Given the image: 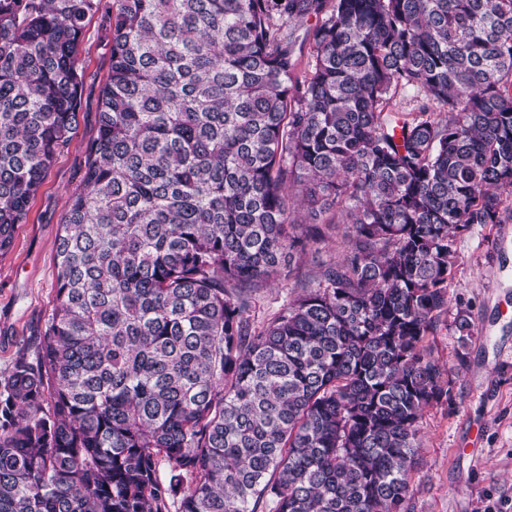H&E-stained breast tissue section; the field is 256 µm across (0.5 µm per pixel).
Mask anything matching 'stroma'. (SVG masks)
<instances>
[{
    "mask_svg": "<svg viewBox=\"0 0 512 512\" xmlns=\"http://www.w3.org/2000/svg\"><path fill=\"white\" fill-rule=\"evenodd\" d=\"M105 43L99 19H88L85 82L71 140L56 155L11 249L0 254V379L19 357L35 356L52 314L59 222L81 180L85 147L96 135ZM460 311L472 323L464 339L455 327ZM429 344L448 370L451 399L426 409L420 420L412 512H512L511 219L474 225L458 238L448 312Z\"/></svg>",
    "mask_w": 512,
    "mask_h": 512,
    "instance_id": "stroma-1",
    "label": "stroma"
}]
</instances>
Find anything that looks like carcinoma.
<instances>
[{"instance_id": "cac0c4a2", "label": "carcinoma", "mask_w": 512, "mask_h": 512, "mask_svg": "<svg viewBox=\"0 0 512 512\" xmlns=\"http://www.w3.org/2000/svg\"><path fill=\"white\" fill-rule=\"evenodd\" d=\"M95 15L98 129L40 350L0 384V512H411L457 239L512 217V0H0L1 253ZM292 296V288H284L283 285L274 284L263 288L257 294V311L259 315L269 316L282 307Z\"/></svg>"}]
</instances>
